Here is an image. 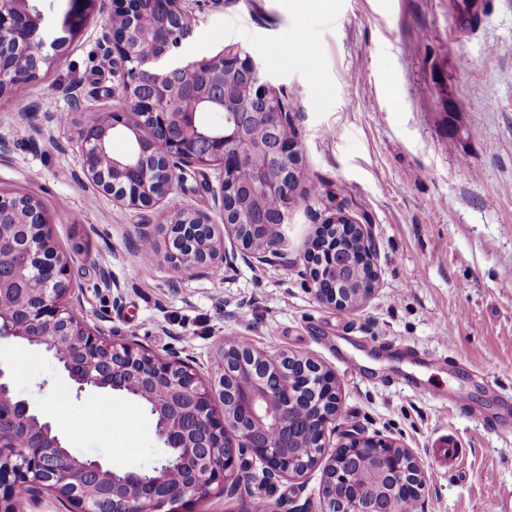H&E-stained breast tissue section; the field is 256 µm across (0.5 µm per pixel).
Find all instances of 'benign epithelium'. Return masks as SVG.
Wrapping results in <instances>:
<instances>
[{
  "label": "benign epithelium",
  "instance_id": "7a95c632",
  "mask_svg": "<svg viewBox=\"0 0 512 512\" xmlns=\"http://www.w3.org/2000/svg\"><path fill=\"white\" fill-rule=\"evenodd\" d=\"M191 0H114L123 27L104 24L103 50L120 62L116 71L122 95L132 111L146 119L155 136L134 142L112 157L109 171L92 158L108 154L107 145L130 127L126 113L114 111L93 120L81 132L83 172L124 209L151 207L164 199L189 168L215 173L214 213L179 211L160 226L173 269L187 277L208 276L230 262L224 235L245 251L243 260L265 261L279 253L288 213L278 224L258 214L248 226L237 216L240 187L235 164L257 152L267 162L251 169V182L269 198L291 197L301 186L300 145L288 113L247 51L226 48L188 62L174 58L192 32ZM161 17L143 32L138 18ZM44 15L34 0H0V96L20 76L7 49L23 46L37 61L52 60L41 36ZM153 39L156 53L139 56L133 43ZM178 72L180 85L169 80ZM204 72L242 79L252 88V102L229 99L224 84L198 82ZM200 112L215 121L202 125ZM260 114L275 131L265 144L249 133L250 118ZM16 212L27 228L23 243L0 226V340L16 339L50 352L68 379L82 392L88 388L141 401L156 423V434L173 461L150 470H125L76 456L39 411L15 393L10 371L0 365V512H25L23 495L43 490L65 498L77 512H185L188 503L214 490L233 495L246 487L255 461L268 478H295L324 465L322 512H402L419 506L425 477L414 453L393 441L348 431L330 444L338 396L331 373L310 357L282 352L272 358L248 344L223 342V366L202 380L191 366L159 356L130 342L109 341L75 315L68 262L51 244L49 220L33 199L0 193L4 210ZM359 245L360 295L346 297L336 281L342 239ZM266 246L256 249L250 237ZM374 247L363 224L340 212L321 226L305 254L315 297L337 309L354 308L375 291ZM313 448L311 460L292 452L300 440Z\"/></svg>",
  "mask_w": 512,
  "mask_h": 512
}]
</instances>
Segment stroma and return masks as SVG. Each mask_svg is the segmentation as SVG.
<instances>
[{
    "label": "stroma",
    "instance_id": "35a3bbf8",
    "mask_svg": "<svg viewBox=\"0 0 512 512\" xmlns=\"http://www.w3.org/2000/svg\"><path fill=\"white\" fill-rule=\"evenodd\" d=\"M52 3L43 31L62 42L55 63L0 97V191L47 212L81 290L80 319L188 359L204 378L225 339L310 357L336 378L330 441L357 429L411 449L426 480L420 512H512V0H194L177 57L250 52L286 100L318 187L293 198L282 256L202 278L178 274L162 249L143 275L134 241L174 212H212V170H188L142 211L86 179L82 128L129 106L103 55L105 14L71 36L64 0ZM301 35L313 64L293 52ZM21 99L33 108L23 134L13 125ZM340 209L367 226L379 274L375 295L352 310L315 297L304 261ZM106 273L121 284V307ZM0 365L76 456L144 470L164 455L139 402L77 393L51 354L14 339L0 341ZM446 437L461 454L442 466L433 450ZM250 472L244 498L213 495L192 512L258 500L321 512L322 466L275 483L261 463Z\"/></svg>",
    "mask_w": 512,
    "mask_h": 512
}]
</instances>
